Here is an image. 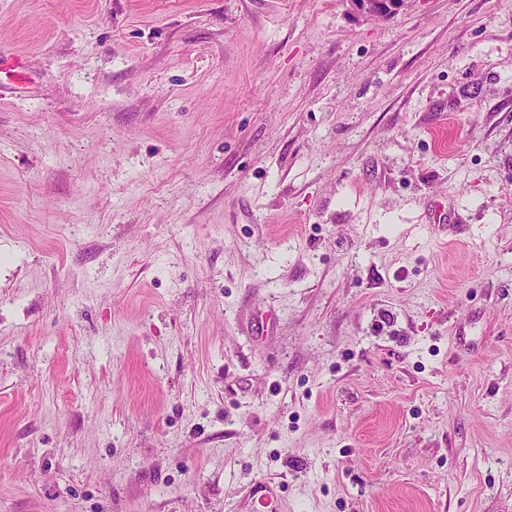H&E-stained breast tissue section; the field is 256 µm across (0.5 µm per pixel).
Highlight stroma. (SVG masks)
Instances as JSON below:
<instances>
[{"label":"stroma","instance_id":"1","mask_svg":"<svg viewBox=\"0 0 512 512\" xmlns=\"http://www.w3.org/2000/svg\"><path fill=\"white\" fill-rule=\"evenodd\" d=\"M0 51V512H512V0Z\"/></svg>","mask_w":512,"mask_h":512}]
</instances>
